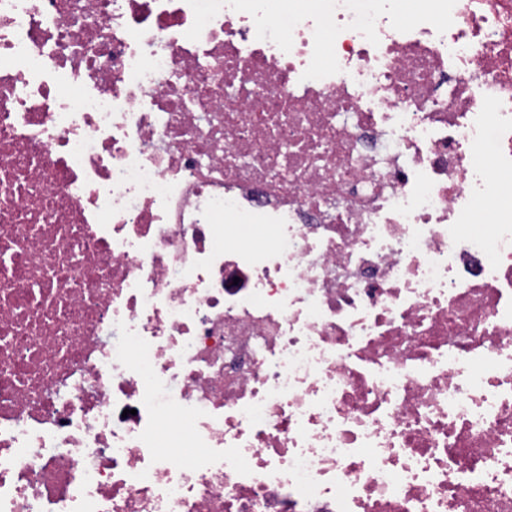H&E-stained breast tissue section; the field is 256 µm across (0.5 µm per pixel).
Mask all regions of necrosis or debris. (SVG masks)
Masks as SVG:
<instances>
[{
    "label": "necrosis or debris",
    "mask_w": 512,
    "mask_h": 512,
    "mask_svg": "<svg viewBox=\"0 0 512 512\" xmlns=\"http://www.w3.org/2000/svg\"><path fill=\"white\" fill-rule=\"evenodd\" d=\"M293 2L0 0V512H512V0Z\"/></svg>",
    "instance_id": "necrosis-or-debris-1"
}]
</instances>
